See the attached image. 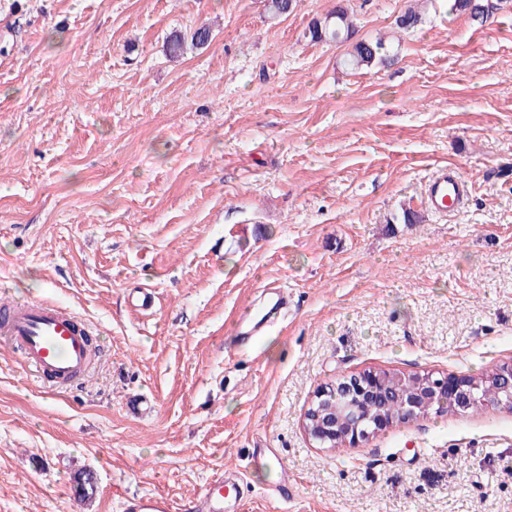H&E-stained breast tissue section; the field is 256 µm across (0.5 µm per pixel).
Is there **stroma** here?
Wrapping results in <instances>:
<instances>
[{
	"mask_svg": "<svg viewBox=\"0 0 512 512\" xmlns=\"http://www.w3.org/2000/svg\"><path fill=\"white\" fill-rule=\"evenodd\" d=\"M489 3L478 24L448 0H0V298L72 310L101 349L59 394L0 344V512L183 503L228 467L243 512H512V410L332 451L301 426L368 368L512 362V0ZM339 5L355 39L398 40L393 65L305 38ZM448 166L469 194L442 217L419 198ZM175 503L162 494L132 495L125 499V512H174Z\"/></svg>",
	"mask_w": 512,
	"mask_h": 512,
	"instance_id": "35a3bbf8",
	"label": "stroma"
}]
</instances>
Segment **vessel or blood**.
I'll return each instance as SVG.
<instances>
[{"instance_id": "vessel-or-blood-1", "label": "vessel or blood", "mask_w": 512, "mask_h": 512, "mask_svg": "<svg viewBox=\"0 0 512 512\" xmlns=\"http://www.w3.org/2000/svg\"><path fill=\"white\" fill-rule=\"evenodd\" d=\"M467 182L457 169L445 168L430 179L421 203L436 213L461 208ZM85 326L71 311L45 301L12 300L0 304V342L6 343L38 379L54 391H68L87 375L92 353ZM226 476H218L184 512H223ZM124 512H175L176 505L161 494L132 495Z\"/></svg>"}]
</instances>
